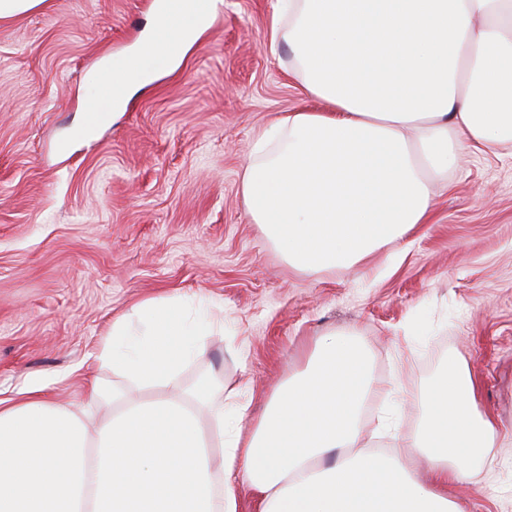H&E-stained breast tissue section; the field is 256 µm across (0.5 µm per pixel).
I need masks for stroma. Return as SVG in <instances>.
<instances>
[{
  "label": "stroma",
  "mask_w": 512,
  "mask_h": 512,
  "mask_svg": "<svg viewBox=\"0 0 512 512\" xmlns=\"http://www.w3.org/2000/svg\"><path fill=\"white\" fill-rule=\"evenodd\" d=\"M223 2L88 138L95 84L147 45L154 0H45L0 21V401L39 387L80 405L88 377H112L97 356L113 321L150 297L224 317L171 393L246 379L257 414L338 331L383 386L367 416L394 408L404 433L449 362L469 370L497 434L448 492L469 512H512V155L463 158L396 247L292 269L251 223L240 174L271 117L320 104L266 46L276 0Z\"/></svg>",
  "instance_id": "1"
}]
</instances>
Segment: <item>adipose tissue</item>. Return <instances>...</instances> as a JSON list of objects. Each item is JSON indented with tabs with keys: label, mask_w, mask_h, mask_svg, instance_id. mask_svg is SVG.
Instances as JSON below:
<instances>
[{
	"label": "adipose tissue",
	"mask_w": 512,
	"mask_h": 512,
	"mask_svg": "<svg viewBox=\"0 0 512 512\" xmlns=\"http://www.w3.org/2000/svg\"><path fill=\"white\" fill-rule=\"evenodd\" d=\"M271 52L317 111L277 116L241 173L252 223L293 268L313 275L398 245L427 223L433 184L471 150L512 148V0H277ZM151 326L131 353L112 324L77 411L40 391L0 407V512H238L245 478L261 512H466L448 487L492 447L467 370L449 365L425 416L401 434L389 413L373 436L430 463L413 479L362 445L379 387L362 353L327 333L271 394L250 434L248 382L211 381L194 399L164 389L204 350L203 328L165 299L139 305ZM106 417H99L102 407Z\"/></svg>",
	"instance_id": "ef3b65f1"
}]
</instances>
